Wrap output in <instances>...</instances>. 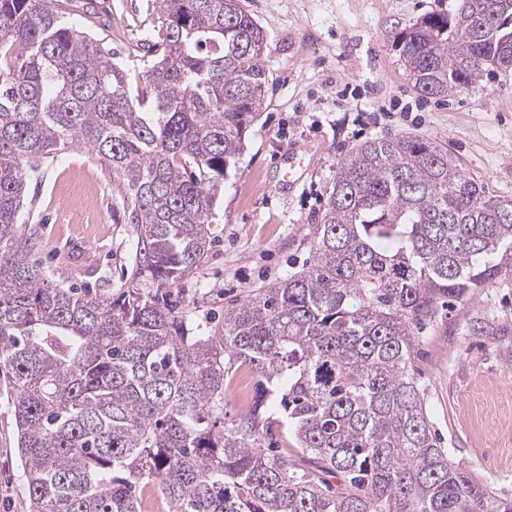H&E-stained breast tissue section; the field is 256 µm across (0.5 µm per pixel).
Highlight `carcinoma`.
<instances>
[{
	"mask_svg": "<svg viewBox=\"0 0 512 512\" xmlns=\"http://www.w3.org/2000/svg\"><path fill=\"white\" fill-rule=\"evenodd\" d=\"M157 3L161 51L133 73L66 22L73 0H0V364L30 512H144L149 487L172 512H512L438 445L409 371L421 328L512 272V199L427 140L364 141L302 269L190 332L159 294L208 251L263 112L266 35L241 0ZM506 35L512 0H462L393 43L436 97L494 70ZM74 147L119 176L137 226L113 300L51 285L19 228L32 163ZM243 366L255 402L227 422ZM289 433L302 464L270 447Z\"/></svg>",
	"mask_w": 512,
	"mask_h": 512,
	"instance_id": "obj_1",
	"label": "carcinoma"
}]
</instances>
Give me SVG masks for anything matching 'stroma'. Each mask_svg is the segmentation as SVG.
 <instances>
[{
  "mask_svg": "<svg viewBox=\"0 0 512 512\" xmlns=\"http://www.w3.org/2000/svg\"><path fill=\"white\" fill-rule=\"evenodd\" d=\"M79 30L106 34L139 70L159 39L156 0H95ZM268 42L263 112L232 166L208 226L211 247L172 288L189 329L214 330L226 307L300 270L313 224L354 145L398 134L447 150L487 195L512 198V69L442 98L417 93L395 33L455 14L459 0H243ZM298 148L295 184L281 159ZM117 174L84 148L40 164L20 227L32 257L64 288L117 297L131 271L135 234ZM411 372L429 428L449 456L493 494L512 497V277L482 289L423 333ZM14 385L0 365V512H29L17 454Z\"/></svg>",
  "mask_w": 512,
  "mask_h": 512,
  "instance_id": "35a3bbf8",
  "label": "stroma"
}]
</instances>
